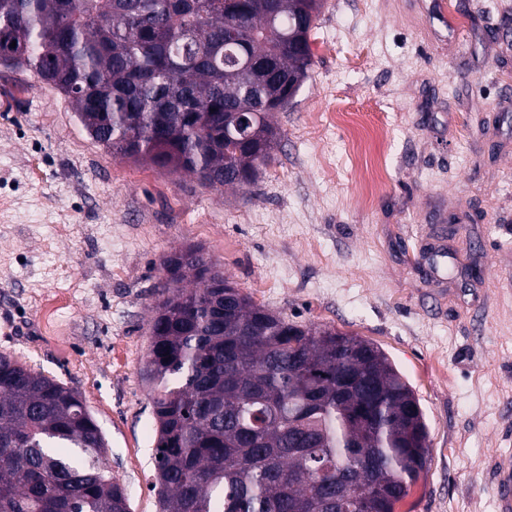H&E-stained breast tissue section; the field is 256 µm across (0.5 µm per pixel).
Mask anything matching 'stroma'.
<instances>
[{
    "mask_svg": "<svg viewBox=\"0 0 512 512\" xmlns=\"http://www.w3.org/2000/svg\"><path fill=\"white\" fill-rule=\"evenodd\" d=\"M313 63L255 183L112 155L0 64V353L77 388L131 512H160L140 371L162 261L202 245L243 294L378 345L425 412L396 512H498L512 457V0H321ZM333 112L387 129L369 160ZM495 495L500 512L512 510V465L501 467L495 484Z\"/></svg>",
    "mask_w": 512,
    "mask_h": 512,
    "instance_id": "obj_1",
    "label": "stroma"
}]
</instances>
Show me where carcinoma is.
Listing matches in <instances>:
<instances>
[{"instance_id":"cac0c4a2","label":"carcinoma","mask_w":512,"mask_h":512,"mask_svg":"<svg viewBox=\"0 0 512 512\" xmlns=\"http://www.w3.org/2000/svg\"><path fill=\"white\" fill-rule=\"evenodd\" d=\"M319 8L0 0V64L69 98L114 156L249 185L277 145L288 81L300 90L312 64ZM164 264L141 372L162 512H395L426 470L428 429L388 356L255 304L199 245ZM106 455L78 390L0 354V512H130Z\"/></svg>"}]
</instances>
